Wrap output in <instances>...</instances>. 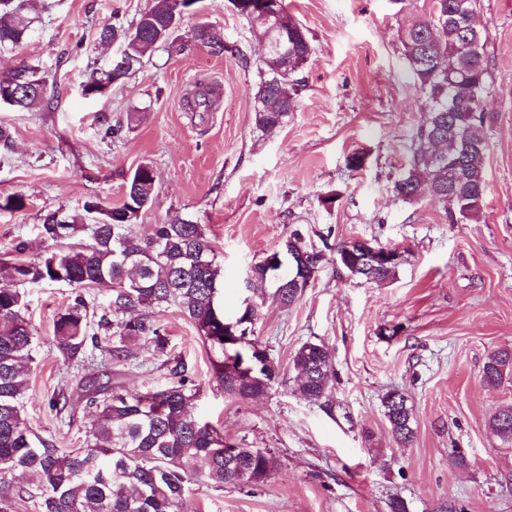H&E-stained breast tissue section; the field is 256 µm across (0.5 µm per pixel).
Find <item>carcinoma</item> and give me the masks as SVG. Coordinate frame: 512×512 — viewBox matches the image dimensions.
Returning a JSON list of instances; mask_svg holds the SVG:
<instances>
[{
  "label": "carcinoma",
  "mask_w": 512,
  "mask_h": 512,
  "mask_svg": "<svg viewBox=\"0 0 512 512\" xmlns=\"http://www.w3.org/2000/svg\"><path fill=\"white\" fill-rule=\"evenodd\" d=\"M198 0H152L131 30L105 25L99 38L123 44L140 66L156 45L166 42ZM478 0H431L429 12L398 29L403 55L412 72L424 111L413 134V155L408 172L392 183V193L407 203L426 198L441 207L455 223L469 220L483 208L487 183L484 160L487 142L481 129L490 119L485 96L490 89L491 59L477 24ZM33 17L27 0H0V51L19 46L29 35ZM277 42L288 38V58L276 54L259 67L261 82L254 96L257 126L272 132L295 110L300 81L295 73L312 54L303 28L290 16L282 22L256 23ZM194 41L219 54L224 43L198 26ZM38 88L19 94L17 109H32L44 100L45 87L37 69L22 66L0 74V94L19 78ZM112 77L94 70L82 92L102 94L100 82ZM156 173L141 165L126 183L122 203L97 210L99 223H87L84 213L66 214L67 223H56L57 212L45 215V238L64 241L79 231L90 232L91 242L52 252L44 258L0 262V476L29 472L38 481L43 512H193L186 484L198 463L204 477L216 487L249 486L267 481L275 470L271 453L260 448H239L224 440L210 423L190 413L199 388L177 362L170 372L179 380L168 387L129 393L112 385V375L89 379L82 398L90 409L86 447L66 450L29 429L23 412L28 388V365L33 360L34 333L25 317L20 288L42 282H64L74 288L109 291L98 327L112 332L113 341L102 346L89 333V309L77 293L57 313L54 345L68 360L84 358L93 346L118 360L128 356L129 345L143 338L165 353L162 327L138 311L176 303L192 321L204 343L218 359L213 374L224 391L241 400L268 392L279 379L276 361L257 341L249 338L260 303L242 304L238 342L224 341V276L205 225L176 219L154 225L145 238L131 227L153 200ZM309 253L315 272H320L321 253L303 237L292 234L279 248L251 265L247 286L275 282V296L284 305L300 295L283 287L270 257L286 258L299 251ZM295 381L301 395L311 401L329 399L335 374L324 345L306 342L293 359ZM512 371V351L489 356L483 380L499 384ZM384 415L400 444L414 437L407 397L393 391L383 399ZM491 426L496 435L512 443V405L501 407Z\"/></svg>",
  "instance_id": "cac0c4a2"
}]
</instances>
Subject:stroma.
<instances>
[{"instance_id":"35a3bbf8","label":"stroma","mask_w":512,"mask_h":512,"mask_svg":"<svg viewBox=\"0 0 512 512\" xmlns=\"http://www.w3.org/2000/svg\"><path fill=\"white\" fill-rule=\"evenodd\" d=\"M151 0H31L29 38L0 53V74L27 65L46 80L44 101L28 111L0 108V204L20 195L19 210L0 207V257L25 242V258L52 251L39 232L44 216L83 210L92 198L118 204L134 170L157 173L153 203L133 232L188 218L205 225L224 267V307L246 296L250 265L293 232L322 251V270L293 304L258 292L263 306L253 337L278 363L266 395L241 401L213 376L212 350L176 304L151 311L165 330L166 356L139 340L128 360L90 350L64 359L53 344L54 319L74 289L42 283L25 290L35 334L23 416L29 428L61 448L85 444L90 412L80 382L108 372L134 393L176 378L168 359L184 363L200 387L192 413L244 448L277 459L256 487L216 488L192 477L195 512H512V444L491 419L512 404V374L482 380L490 354L512 350V0H479L488 38L494 118L488 144L487 194L474 221L451 223L429 200L407 203L390 190L409 167L411 135L422 113L397 30L428 12L430 0H285L313 48L299 71L298 107L274 133L257 128L259 38L229 0H200L173 42L157 45L143 67L99 97H84L89 74L116 46L101 43L107 24L133 26ZM208 24L224 36L216 54L192 40ZM219 85L210 112L188 103ZM110 123L114 136H104ZM365 153L361 169L346 166ZM331 204H322L324 196ZM363 238L400 248L394 279L349 278L336 260L339 242ZM307 342L324 344L335 373L332 407L300 395L292 358ZM400 391L413 407L415 437L393 438L383 399ZM66 392L65 410H51ZM464 456L457 464L456 456Z\"/></svg>"}]
</instances>
